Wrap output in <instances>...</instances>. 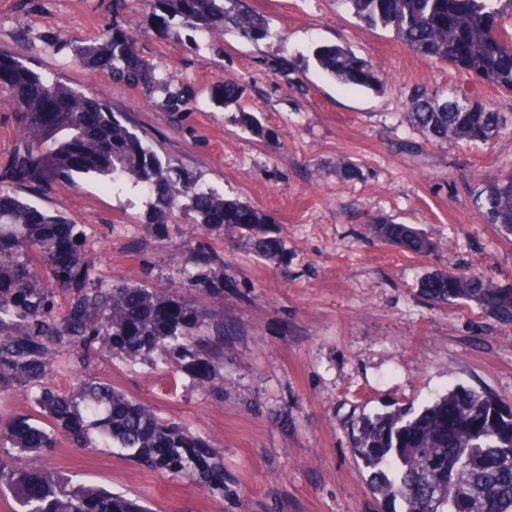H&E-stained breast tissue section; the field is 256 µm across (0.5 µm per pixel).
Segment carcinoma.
<instances>
[{
  "label": "carcinoma",
  "instance_id": "1",
  "mask_svg": "<svg viewBox=\"0 0 512 512\" xmlns=\"http://www.w3.org/2000/svg\"><path fill=\"white\" fill-rule=\"evenodd\" d=\"M367 30H390L416 53L512 93V0H340ZM152 10L173 40L194 33H233L250 41L271 35L267 20L246 0H116L118 12ZM74 63L139 89L173 114L192 112L199 99L170 90L172 76L142 56L125 32L106 28L99 42L66 43ZM317 68L342 85L378 91L374 65L347 46L313 49ZM244 89L226 83L211 101L238 112V123L260 139L274 133L240 106ZM0 104L19 113L21 144L0 177V393L32 396L37 419L0 426V494L14 512H151L144 501L75 483L40 469L37 458L61 436L85 450L108 448L135 464L224 490V461L209 439L169 419L85 369L70 391L52 384L60 358L72 351L149 358L173 374L224 394V348L244 327L216 307L224 277L198 258L187 272L198 291L159 292L124 278L92 277L88 239L71 218L20 195L53 185L80 186L84 176L114 187L129 185L148 199L149 223L166 225L181 202L204 232H238L259 256L277 258L282 241L263 210L230 199L172 159H162L148 136L112 104L0 54ZM409 120L431 143L487 144L508 124L505 113L465 96L439 100L424 87L410 97ZM484 217L512 236V174L478 191ZM371 231L404 252L428 255L434 243L412 224L383 220ZM67 293L64 304L56 289ZM427 301L465 303L485 318L512 327V286L464 271L437 269L417 285ZM354 456L370 472V486L401 512H512V407L492 395L458 387L419 411L398 408L365 416L351 429Z\"/></svg>",
  "mask_w": 512,
  "mask_h": 512
}]
</instances>
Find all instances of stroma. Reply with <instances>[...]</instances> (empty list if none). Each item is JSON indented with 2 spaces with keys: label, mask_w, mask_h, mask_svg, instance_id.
Returning <instances> with one entry per match:
<instances>
[{
  "label": "stroma",
  "mask_w": 512,
  "mask_h": 512,
  "mask_svg": "<svg viewBox=\"0 0 512 512\" xmlns=\"http://www.w3.org/2000/svg\"><path fill=\"white\" fill-rule=\"evenodd\" d=\"M247 2L272 38L202 36L190 48L161 34L149 11L113 13V0H0V53L109 100L161 157L268 213L284 243L280 258L268 260L240 236L198 233L181 212L156 230L145 196L95 178L76 192L56 185L38 195V204L83 225L101 280L183 289L192 251L214 255L211 269L226 283L224 312L245 328L224 351L220 395L117 353L92 363L112 385L208 437L224 458L223 491L63 439L39 465L156 512H383L350 447L353 421L420 408L459 385L512 405V328L464 306L431 305L417 292L439 268L512 284V240L486 223L474 197L512 172V125L487 146L430 144L408 121L410 95L418 86L444 96L463 89L510 114L512 94L421 56L391 31L361 28L340 0ZM109 24L166 69L174 87H194L201 110L170 115L52 46L93 44ZM320 44H343L371 61L384 89L328 79L309 61ZM227 81L244 87L246 110L274 138L259 140L234 112L214 106L211 89ZM408 142L415 150H405ZM341 160L358 176L344 179ZM379 218L415 225L435 241V253L379 242L369 231Z\"/></svg>",
  "instance_id": "obj_1"
}]
</instances>
